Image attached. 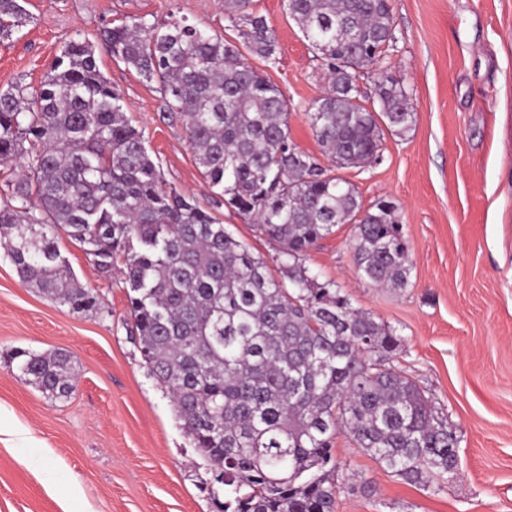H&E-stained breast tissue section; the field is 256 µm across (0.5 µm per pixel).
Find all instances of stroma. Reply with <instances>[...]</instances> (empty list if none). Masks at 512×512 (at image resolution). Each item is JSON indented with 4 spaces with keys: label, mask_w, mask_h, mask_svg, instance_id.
Wrapping results in <instances>:
<instances>
[{
    "label": "stroma",
    "mask_w": 512,
    "mask_h": 512,
    "mask_svg": "<svg viewBox=\"0 0 512 512\" xmlns=\"http://www.w3.org/2000/svg\"><path fill=\"white\" fill-rule=\"evenodd\" d=\"M391 5L395 40L381 65L405 87L416 120L383 133L378 162L336 174L363 208L396 204L409 285L394 292L359 279L349 224L306 264L400 336L393 364L455 429L459 466L452 478L409 483L338 434L336 512H512V0ZM252 8L279 51L275 61L249 62L288 96L293 141L319 153L306 108L328 87L326 67L282 0ZM28 10L33 22L0 43V90L38 85L65 43L131 16L173 14L239 38L224 0H28ZM98 57L165 179L209 205L185 125L163 120L156 84L107 52ZM216 215L255 254L278 253L233 209ZM59 250L100 311L77 314L24 287L0 252V512H215L202 488L206 467L128 336L120 275L97 271L79 242L61 239ZM20 348L69 354L72 395L51 400L30 384L10 363Z\"/></svg>",
    "instance_id": "obj_1"
}]
</instances>
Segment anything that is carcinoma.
Segmentation results:
<instances>
[{"label": "carcinoma", "instance_id": "obj_1", "mask_svg": "<svg viewBox=\"0 0 512 512\" xmlns=\"http://www.w3.org/2000/svg\"><path fill=\"white\" fill-rule=\"evenodd\" d=\"M26 0H0V40L30 22ZM252 0H224L242 45L180 20L134 17L100 30L102 48L156 82L166 116L213 192L281 245L282 279L232 237L195 197L166 182L97 46L67 42L37 86L0 92V162L27 157L5 182L0 247L21 283L76 313L100 310L63 264L57 240L85 247L102 273L122 265L128 332L143 364L171 395L205 465L224 472L221 512H335L333 438L408 483L458 467L453 428L390 363L399 337L319 281L307 253L361 211L354 224L360 277L377 288L409 283V249L397 206L362 210L356 188L296 145L285 92L240 47L275 60L278 42ZM283 9L329 72L307 107L312 131L336 167L379 157L382 127L409 129L415 112L399 81L380 72L374 97L355 70L380 64L394 41L391 0H283ZM12 360L53 398L74 390L63 353L19 349Z\"/></svg>", "mask_w": 512, "mask_h": 512}]
</instances>
